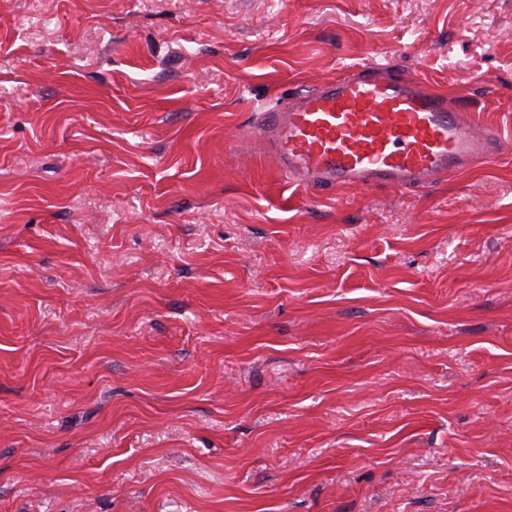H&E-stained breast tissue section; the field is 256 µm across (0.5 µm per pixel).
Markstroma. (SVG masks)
<instances>
[{"instance_id":"35a3bbf8","label":"stroma","mask_w":512,"mask_h":512,"mask_svg":"<svg viewBox=\"0 0 512 512\" xmlns=\"http://www.w3.org/2000/svg\"><path fill=\"white\" fill-rule=\"evenodd\" d=\"M361 67L512 133V0H0V512H512V157L249 138Z\"/></svg>"}]
</instances>
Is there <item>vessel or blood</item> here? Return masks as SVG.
<instances>
[{"mask_svg":"<svg viewBox=\"0 0 512 512\" xmlns=\"http://www.w3.org/2000/svg\"><path fill=\"white\" fill-rule=\"evenodd\" d=\"M253 132L276 154L286 184L305 189H405L512 154L497 129L478 127L418 79L368 69L261 113Z\"/></svg>","mask_w":512,"mask_h":512,"instance_id":"obj_1","label":"vessel or blood"}]
</instances>
